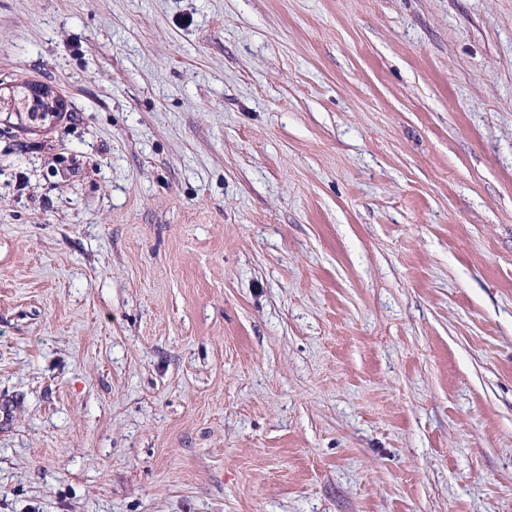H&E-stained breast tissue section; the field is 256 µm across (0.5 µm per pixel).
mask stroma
I'll return each instance as SVG.
<instances>
[{
  "instance_id": "1",
  "label": "stroma",
  "mask_w": 512,
  "mask_h": 512,
  "mask_svg": "<svg viewBox=\"0 0 512 512\" xmlns=\"http://www.w3.org/2000/svg\"><path fill=\"white\" fill-rule=\"evenodd\" d=\"M0 512H512V0H0Z\"/></svg>"
}]
</instances>
